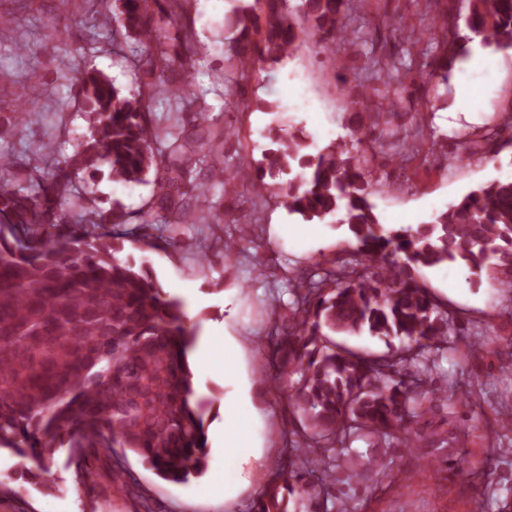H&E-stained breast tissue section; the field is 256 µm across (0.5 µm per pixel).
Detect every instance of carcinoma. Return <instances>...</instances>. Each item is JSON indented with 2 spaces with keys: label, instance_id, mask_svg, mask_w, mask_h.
I'll use <instances>...</instances> for the list:
<instances>
[{
  "label": "carcinoma",
  "instance_id": "carcinoma-1",
  "mask_svg": "<svg viewBox=\"0 0 512 512\" xmlns=\"http://www.w3.org/2000/svg\"><path fill=\"white\" fill-rule=\"evenodd\" d=\"M240 2L229 22L227 62L242 76L255 57L278 64L311 36L321 51L346 35L345 0ZM467 2V33H454L444 45L446 69L466 56L475 36L485 47L512 49V0ZM166 14L191 39L181 0H170ZM106 21L116 35L135 38L133 52L157 60L142 71L138 96L121 95L101 72H85L83 106L93 132L71 164L23 184L12 170L24 163L0 161V449L20 459L26 482L66 448L77 482L88 485L91 461L110 460L120 448L160 479L185 484L203 475L209 454L207 409L190 363L198 327L150 269L117 257L125 234L58 228L61 195L75 170L105 165L113 181L138 184L172 160L177 166L168 174L156 172L159 199L165 223L187 224L201 210L185 200L198 186L185 190L182 162L202 163L213 182L229 185L216 175L224 171L226 130L206 116L194 118L188 136L151 127L147 109L155 91L191 95L190 85L172 84L170 74L192 73L195 61L167 53L147 0H120ZM368 135L358 127L349 140L310 153L306 136L292 134L265 156L269 172L289 176L288 213L307 223H336L350 250L315 271H295L292 301L275 313L269 361L298 375L287 411L299 428L253 512H288L290 497L303 502L327 494L326 478L338 468L349 476L381 470L379 457L340 451L370 436L388 447L409 417L424 413L420 373L456 349L460 328L416 279L419 269L450 262L476 275L492 261L512 269V178L479 185L415 229L395 228L380 222L371 200L359 149ZM233 178L257 192L264 187L244 157ZM80 220L101 228L127 223L116 212H84ZM361 334L402 345L371 358L330 339ZM112 483L153 512L127 470H112Z\"/></svg>",
  "mask_w": 512,
  "mask_h": 512
}]
</instances>
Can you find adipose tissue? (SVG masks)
<instances>
[{
  "label": "adipose tissue",
  "mask_w": 512,
  "mask_h": 512,
  "mask_svg": "<svg viewBox=\"0 0 512 512\" xmlns=\"http://www.w3.org/2000/svg\"><path fill=\"white\" fill-rule=\"evenodd\" d=\"M255 399L243 385L234 386L224 395V458L222 460L225 501L236 500L240 494L244 468L256 466L261 454L254 442Z\"/></svg>",
  "instance_id": "ef3b65f1"
}]
</instances>
